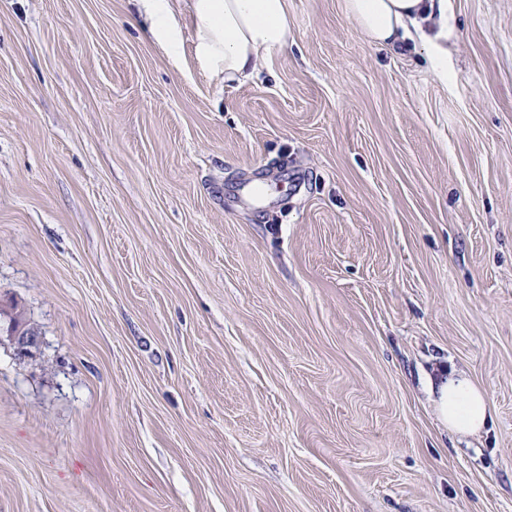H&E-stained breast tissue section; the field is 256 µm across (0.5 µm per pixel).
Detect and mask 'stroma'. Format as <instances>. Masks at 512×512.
<instances>
[{
    "mask_svg": "<svg viewBox=\"0 0 512 512\" xmlns=\"http://www.w3.org/2000/svg\"><path fill=\"white\" fill-rule=\"evenodd\" d=\"M285 6L237 82L197 0L174 54L140 0H0V512H512V0H448L445 83ZM12 309L15 311L12 312V314H10V321L18 322L21 325L23 323L26 327H23L25 331L34 334L32 329L27 326L23 318V313L21 311H18L17 306H13ZM24 329H22L21 327H17L16 329H10V335L14 343L16 352L20 356H28L32 354V350L37 346V339L33 336L28 335L24 331ZM432 392L439 420L448 431L462 437L475 436L486 426L489 414L485 394L468 376L451 372Z\"/></svg>",
    "mask_w": 512,
    "mask_h": 512,
    "instance_id": "stroma-1",
    "label": "stroma"
}]
</instances>
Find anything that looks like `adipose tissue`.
<instances>
[{"label":"adipose tissue","mask_w":512,"mask_h":512,"mask_svg":"<svg viewBox=\"0 0 512 512\" xmlns=\"http://www.w3.org/2000/svg\"><path fill=\"white\" fill-rule=\"evenodd\" d=\"M345 11L374 45L397 51L423 44L440 79L448 77V43L454 28L448 0H345ZM199 50L227 78L251 79L260 63L288 44L284 0H198ZM440 422L467 437L479 434L489 414L484 392L461 373L434 391Z\"/></svg>","instance_id":"ef3b65f1"}]
</instances>
